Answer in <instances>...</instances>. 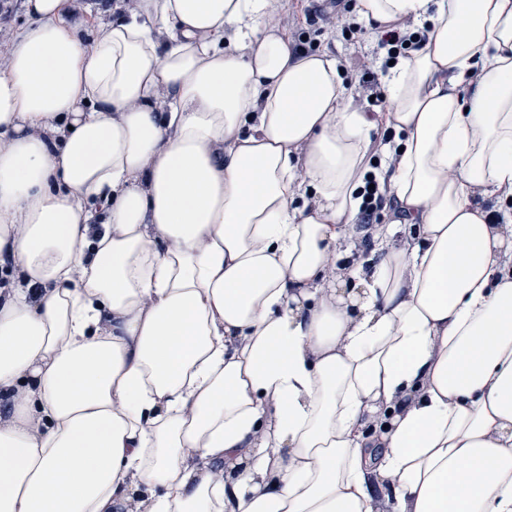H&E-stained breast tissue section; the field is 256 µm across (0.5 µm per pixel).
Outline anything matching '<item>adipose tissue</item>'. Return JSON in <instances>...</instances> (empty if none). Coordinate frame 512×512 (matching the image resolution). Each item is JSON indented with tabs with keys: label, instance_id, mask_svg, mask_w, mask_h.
<instances>
[{
	"label": "adipose tissue",
	"instance_id": "obj_1",
	"mask_svg": "<svg viewBox=\"0 0 512 512\" xmlns=\"http://www.w3.org/2000/svg\"><path fill=\"white\" fill-rule=\"evenodd\" d=\"M25 8L0 512H512V0H358L375 112L282 0ZM426 40L424 35L413 32L410 29L405 31L391 30L381 35L378 40L380 49H386V62L397 58V55L406 53L408 50H418ZM374 184V189H370L369 185ZM364 193V203L362 214L365 219V223H369L370 219L384 207L385 194H382L379 189V184L375 176L370 173L366 178V186ZM389 223L388 213L383 209L378 212L376 217L373 219L372 224H387Z\"/></svg>",
	"mask_w": 512,
	"mask_h": 512
}]
</instances>
